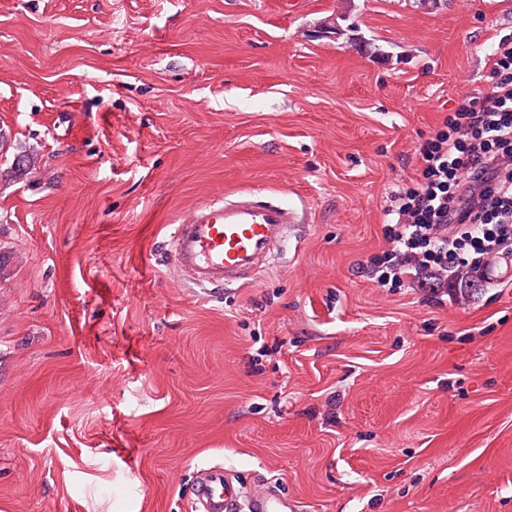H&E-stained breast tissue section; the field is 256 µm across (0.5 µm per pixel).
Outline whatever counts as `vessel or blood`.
I'll return each mask as SVG.
<instances>
[{"instance_id":"vessel-or-blood-1","label":"vessel or blood","mask_w":512,"mask_h":512,"mask_svg":"<svg viewBox=\"0 0 512 512\" xmlns=\"http://www.w3.org/2000/svg\"><path fill=\"white\" fill-rule=\"evenodd\" d=\"M296 212L279 192L242 189L197 206L172 225L169 259L187 281L206 289L250 284L278 253ZM196 512H299L295 501L274 487L242 496L223 467L200 471Z\"/></svg>"}]
</instances>
